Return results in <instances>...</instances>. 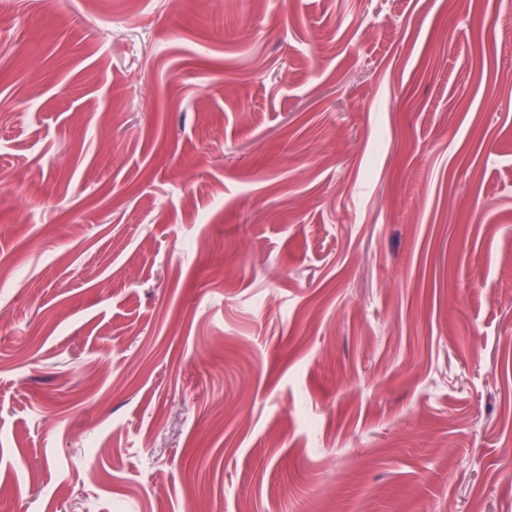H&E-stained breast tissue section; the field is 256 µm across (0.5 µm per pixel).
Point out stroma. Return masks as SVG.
I'll use <instances>...</instances> for the list:
<instances>
[{
  "label": "stroma",
  "instance_id": "1",
  "mask_svg": "<svg viewBox=\"0 0 512 512\" xmlns=\"http://www.w3.org/2000/svg\"><path fill=\"white\" fill-rule=\"evenodd\" d=\"M512 0H0V512H512Z\"/></svg>",
  "mask_w": 512,
  "mask_h": 512
}]
</instances>
